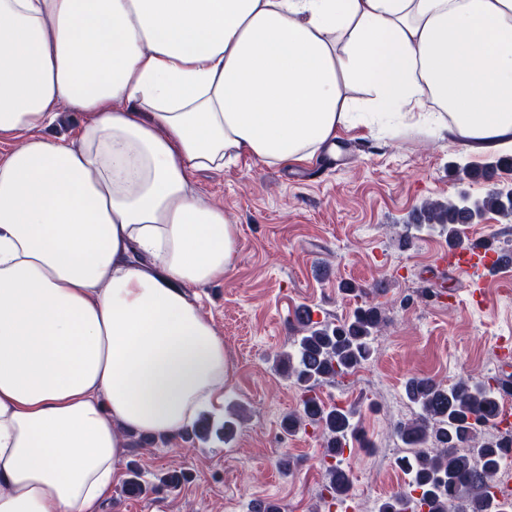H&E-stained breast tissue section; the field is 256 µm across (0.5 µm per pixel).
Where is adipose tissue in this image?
I'll return each instance as SVG.
<instances>
[{
    "label": "adipose tissue",
    "mask_w": 512,
    "mask_h": 512,
    "mask_svg": "<svg viewBox=\"0 0 512 512\" xmlns=\"http://www.w3.org/2000/svg\"><path fill=\"white\" fill-rule=\"evenodd\" d=\"M359 124L512 142V0H0V512H97L128 432L223 401L188 291L238 230L192 174ZM57 119L49 127L39 131L40 135L54 138H70L78 125L87 118L84 112H78L73 105L63 101L56 107Z\"/></svg>",
    "instance_id": "ef3b65f1"
}]
</instances>
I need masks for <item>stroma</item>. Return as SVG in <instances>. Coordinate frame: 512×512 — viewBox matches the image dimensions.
<instances>
[{"label":"stroma","mask_w":512,"mask_h":512,"mask_svg":"<svg viewBox=\"0 0 512 512\" xmlns=\"http://www.w3.org/2000/svg\"><path fill=\"white\" fill-rule=\"evenodd\" d=\"M338 137L349 160L318 183L303 180V166L266 167L246 157L193 175L198 196L238 228L233 267L196 291L231 365L223 409L209 418L217 427L236 418V434L228 442H128L120 467H138L149 490L126 498L113 484L100 512H250L258 500L281 512H337L326 500L320 432L309 427L288 436L281 429L300 406V390L275 356L293 351L290 325L300 308L343 322L363 303L359 288L382 305L385 327L371 359L316 389L326 404L354 407L373 443L352 445L344 456L352 512H376L381 500L408 487L397 466L408 448L396 428L420 412L405 394L409 378L451 385L494 376L495 342L512 336V272L488 282L482 306L470 304L461 295L463 279L437 259L445 236L416 220L425 202L483 197L488 183L466 176L464 167L512 150L477 154L450 133L410 127L380 132L360 125ZM283 457L290 471L279 468ZM175 467L188 482L176 490L160 486L162 473Z\"/></svg>","instance_id":"obj_1"}]
</instances>
